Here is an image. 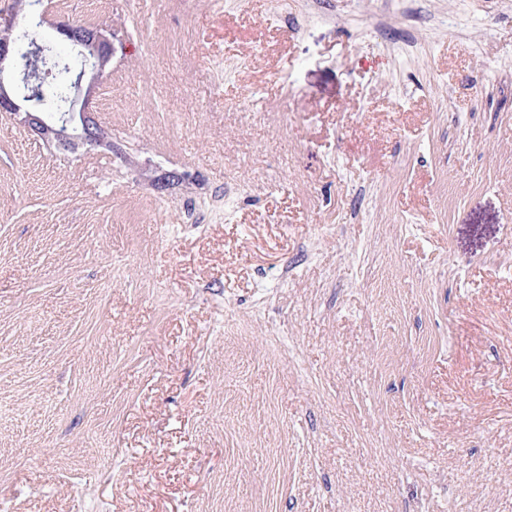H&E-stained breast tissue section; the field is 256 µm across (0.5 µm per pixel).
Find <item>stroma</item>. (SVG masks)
I'll use <instances>...</instances> for the list:
<instances>
[{
  "label": "stroma",
  "mask_w": 512,
  "mask_h": 512,
  "mask_svg": "<svg viewBox=\"0 0 512 512\" xmlns=\"http://www.w3.org/2000/svg\"><path fill=\"white\" fill-rule=\"evenodd\" d=\"M44 3L118 152L0 114V512H512V0Z\"/></svg>",
  "instance_id": "1"
}]
</instances>
